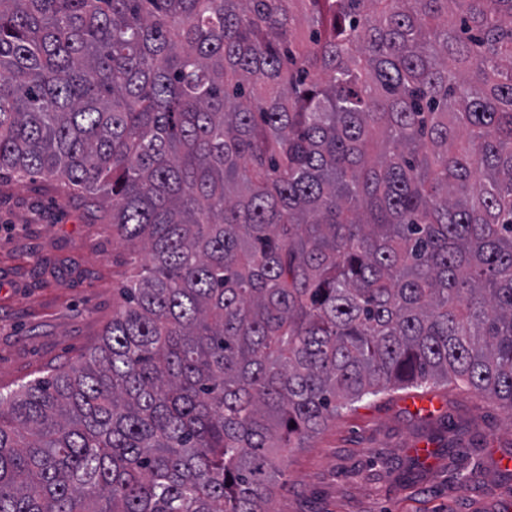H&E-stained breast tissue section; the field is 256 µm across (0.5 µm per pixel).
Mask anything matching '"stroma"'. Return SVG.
Instances as JSON below:
<instances>
[{"mask_svg":"<svg viewBox=\"0 0 512 512\" xmlns=\"http://www.w3.org/2000/svg\"><path fill=\"white\" fill-rule=\"evenodd\" d=\"M133 267L129 249L41 178L0 179V386L77 362L112 320ZM360 403L284 461L272 512H512V418L451 384ZM428 449L426 474L407 469Z\"/></svg>","mask_w":512,"mask_h":512,"instance_id":"1","label":"stroma"}]
</instances>
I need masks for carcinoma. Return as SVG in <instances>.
Instances as JSON below:
<instances>
[{"instance_id":"cac0c4a2","label":"carcinoma","mask_w":512,"mask_h":512,"mask_svg":"<svg viewBox=\"0 0 512 512\" xmlns=\"http://www.w3.org/2000/svg\"><path fill=\"white\" fill-rule=\"evenodd\" d=\"M292 2L0 0V176L148 257L0 390V512H269L358 403L512 414V0Z\"/></svg>"}]
</instances>
